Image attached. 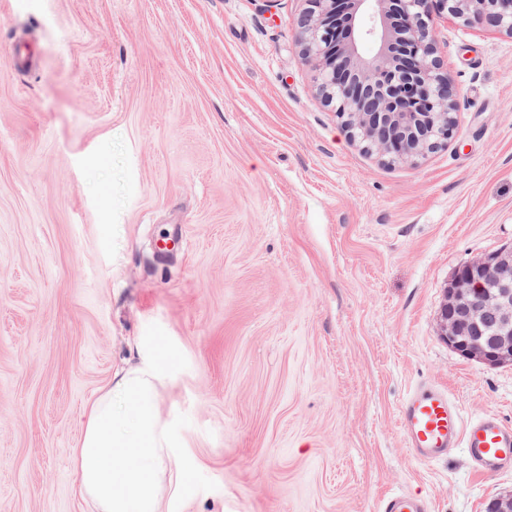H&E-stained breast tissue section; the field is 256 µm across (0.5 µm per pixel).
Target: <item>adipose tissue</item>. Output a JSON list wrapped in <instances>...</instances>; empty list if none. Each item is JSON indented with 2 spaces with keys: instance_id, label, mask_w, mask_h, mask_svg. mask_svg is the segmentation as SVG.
<instances>
[{
  "instance_id": "ef3b65f1",
  "label": "adipose tissue",
  "mask_w": 512,
  "mask_h": 512,
  "mask_svg": "<svg viewBox=\"0 0 512 512\" xmlns=\"http://www.w3.org/2000/svg\"><path fill=\"white\" fill-rule=\"evenodd\" d=\"M158 372L151 360L115 373L92 401L75 455L79 492L98 512H160L177 493L180 469L166 450L155 406Z\"/></svg>"
}]
</instances>
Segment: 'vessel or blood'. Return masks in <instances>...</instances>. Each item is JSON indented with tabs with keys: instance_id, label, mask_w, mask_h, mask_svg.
I'll list each match as a JSON object with an SVG mask.
<instances>
[{
	"instance_id": "obj_1",
	"label": "vessel or blood",
	"mask_w": 512,
	"mask_h": 512,
	"mask_svg": "<svg viewBox=\"0 0 512 512\" xmlns=\"http://www.w3.org/2000/svg\"><path fill=\"white\" fill-rule=\"evenodd\" d=\"M398 423L407 448L421 462L433 463L450 449H462L472 468L491 475L512 470V424L495 414L464 420L448 392L419 383L398 405ZM381 512H428L427 503L407 493L385 498Z\"/></svg>"
}]
</instances>
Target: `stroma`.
<instances>
[{
    "instance_id": "35a3bbf8",
    "label": "stroma",
    "mask_w": 512,
    "mask_h": 512,
    "mask_svg": "<svg viewBox=\"0 0 512 512\" xmlns=\"http://www.w3.org/2000/svg\"><path fill=\"white\" fill-rule=\"evenodd\" d=\"M303 7L0 0V512H97L87 405L148 353L182 472L162 512L512 495L463 450L414 459L397 424L423 379L512 423V364L439 326L457 269L512 249V36L438 24L457 136L388 163L321 99Z\"/></svg>"
}]
</instances>
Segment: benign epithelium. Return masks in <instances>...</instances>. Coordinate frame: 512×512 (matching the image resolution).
<instances>
[{
    "label": "benign epithelium",
    "mask_w": 512,
    "mask_h": 512,
    "mask_svg": "<svg viewBox=\"0 0 512 512\" xmlns=\"http://www.w3.org/2000/svg\"><path fill=\"white\" fill-rule=\"evenodd\" d=\"M298 43L319 72L324 102L351 139L392 161H412L455 135V88L438 52L436 19L476 23L512 36V0H304ZM379 42L364 62L359 47ZM443 340L496 367L512 361V250L458 269L440 316Z\"/></svg>",
    "instance_id": "obj_1"
}]
</instances>
